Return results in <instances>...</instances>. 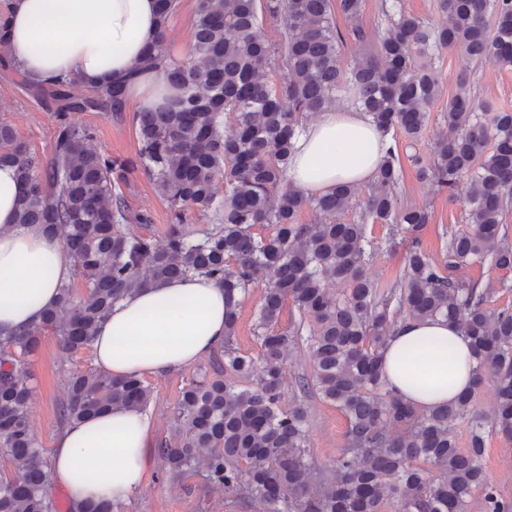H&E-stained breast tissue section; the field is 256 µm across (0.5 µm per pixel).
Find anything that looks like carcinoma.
Returning a JSON list of instances; mask_svg holds the SVG:
<instances>
[{"label":"carcinoma","mask_w":512,"mask_h":512,"mask_svg":"<svg viewBox=\"0 0 512 512\" xmlns=\"http://www.w3.org/2000/svg\"><path fill=\"white\" fill-rule=\"evenodd\" d=\"M363 4L197 0L190 58L181 62L168 48L179 0H156L158 39L130 76L155 69L175 94L136 113L134 159L111 155L90 128L68 119L71 112L125 111L119 84L94 86L95 94L82 98L69 94L70 79L37 92L56 118L47 160L0 122V165L15 167L26 187L18 223L58 234L85 287L78 300L73 288H61L60 306L47 310L40 325L0 339V455L10 464V475L0 476V512H57L46 491L49 462L29 420L31 357L42 335L52 332L62 349L78 352L113 302L196 273L224 288L223 358L181 392L175 440L158 448L171 479L201 463L203 492L222 493L242 509L259 501L266 512H468L476 492L482 512H512V499L485 473L489 431L475 407L476 389L492 380L491 429L512 440V306L491 307L494 282L458 275L471 264L512 272L504 227L512 204V111L476 101L473 81L462 74L448 101L449 135L431 145L428 157L411 156L421 179L463 196L468 206L472 227L450 232L439 262L422 247L431 213L399 202L393 144L399 134L418 142L427 109L440 95L432 60L441 50L458 48L475 62L512 67V0H439L435 21L392 0L375 33L358 24ZM336 11L367 49L352 65L340 55L345 37ZM265 19L281 22L284 43L265 39ZM267 68L277 80L263 79ZM339 97L369 114L389 142L360 205L353 183L309 196L287 181L297 131ZM132 171L142 172L167 204L162 246L130 229L153 223L151 212L132 209L121 189ZM355 206L356 220H339ZM190 208L214 221L198 236L187 228ZM307 208L318 223L300 221ZM369 224L388 225L391 245L403 244L401 273L386 289L366 272ZM260 281L254 356L238 346L236 325L249 286ZM289 302L299 320L282 328ZM435 317L471 340L475 382L453 402L421 413L389 387L381 351L393 325ZM302 340L312 372L290 389L284 365ZM289 389L293 400L285 406ZM312 391L347 422L329 474L315 471L300 403ZM151 399L152 388L137 375L74 371L58 413L69 423L115 407L144 408ZM464 420L469 434L462 449L456 425ZM73 512H124V505L89 500Z\"/></svg>","instance_id":"obj_1"}]
</instances>
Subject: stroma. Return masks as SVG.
Returning a JSON list of instances; mask_svg holds the SVG:
<instances>
[{"label":"stroma","instance_id":"1","mask_svg":"<svg viewBox=\"0 0 512 512\" xmlns=\"http://www.w3.org/2000/svg\"><path fill=\"white\" fill-rule=\"evenodd\" d=\"M441 86L439 98L429 108V118L421 140L416 147L399 144L401 164L400 201L427 208L432 220L422 235L424 250L435 260H442L443 246L450 231L468 228L467 209L462 200L448 198L437 192L433 184L420 179L416 167L410 162L413 153H428L430 145L447 134L443 115L448 101L457 90L460 72H472L478 98H488L499 106L512 109V70L497 62L471 61L460 50H442L435 61ZM134 109H127L122 119H115L108 112H74L70 119L76 124L90 127L97 141L109 153L134 156L138 150V138ZM0 121L13 125L21 140L42 158L52 153V132L55 115L48 111L41 100L27 90L18 74L0 70ZM132 208L149 210L153 222L145 227V235L155 243H163L168 228L165 203L156 195L146 177L139 172L131 173L125 189ZM389 229L382 224L368 227L370 255L367 271L380 285L387 288L398 278L401 271L403 247H391ZM35 378L34 397L30 403L32 431L42 448H49L54 433L61 424L57 404L63 394L64 381L69 372L92 368L90 350L71 353L61 348L53 333L41 338L40 346L32 357ZM210 366L209 359L187 366L169 374L150 378L154 399L150 410L155 428L148 442V468L143 488L126 503L124 512H236L224 500L223 495H203V477L194 472L180 480H171L163 459L157 452L161 441L172 437V411L183 387L198 378ZM307 413L308 434L316 463L319 467H331L338 448L344 444L346 421L336 407L318 396L303 400ZM484 467L489 479L496 483L501 493L512 498V440L493 434L487 439Z\"/></svg>","mask_w":512,"mask_h":512}]
</instances>
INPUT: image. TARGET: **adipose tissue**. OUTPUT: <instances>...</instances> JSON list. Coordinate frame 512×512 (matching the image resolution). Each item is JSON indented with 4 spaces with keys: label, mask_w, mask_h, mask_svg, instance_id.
<instances>
[{
    "label": "adipose tissue",
    "mask_w": 512,
    "mask_h": 512,
    "mask_svg": "<svg viewBox=\"0 0 512 512\" xmlns=\"http://www.w3.org/2000/svg\"><path fill=\"white\" fill-rule=\"evenodd\" d=\"M159 32L155 0H9L5 39L26 80L50 86L73 76L89 86L124 83L136 110L155 108L168 91L157 71L127 81ZM382 138L361 112L328 110L296 138L288 180L308 195L336 181L375 176ZM23 192L16 170L0 166V336L41 323L75 278L72 256L42 225L17 222ZM224 343V290L195 275L137 290L114 303L90 340L93 363L114 377L161 375L192 364ZM477 361L469 339L447 320H405L382 353L389 386L428 411L470 389ZM150 413L115 408L68 423L51 442L53 482L72 504L126 503L145 483Z\"/></svg>",
    "instance_id": "obj_1"
}]
</instances>
